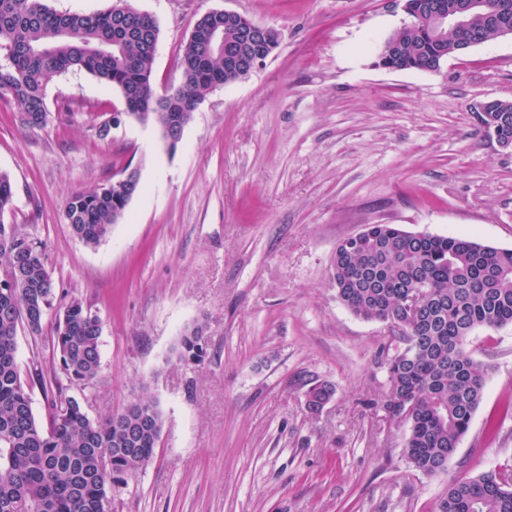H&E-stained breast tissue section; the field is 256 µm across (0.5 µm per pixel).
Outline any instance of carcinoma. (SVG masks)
<instances>
[{
    "mask_svg": "<svg viewBox=\"0 0 512 512\" xmlns=\"http://www.w3.org/2000/svg\"><path fill=\"white\" fill-rule=\"evenodd\" d=\"M432 2L406 0L410 21L384 41L377 59L399 70H424L459 53L461 35L433 38L427 9ZM117 6L111 0L106 9L86 14L59 12L46 0H0V102L15 106L22 124L44 125L47 83L79 70L119 89L130 117L175 137L182 113L194 111L217 85L247 77L224 65L236 27L222 15L204 14L184 44L181 83L156 98L159 26L148 15ZM504 29H512V0H484L464 36L477 45ZM488 109L512 137V101L491 100ZM13 198L11 178L0 171V281H6L0 285V512H99L102 500L153 458L162 413L145 393L117 414L93 421L83 402L68 394L99 375L101 319L64 293L54 337L61 374L30 372L47 409V426L38 422L29 383L21 378L16 338L22 329L40 335L55 284L39 242L3 221ZM125 207L108 182L71 196L64 220L73 237L96 247ZM331 281L351 313L397 332L386 357L383 409H394L390 420L407 427L404 448L415 469L431 476L447 471L483 401L490 369L472 357L470 337L477 329L512 324V249L372 224L358 244L337 243ZM414 288L426 289L430 316L407 315L403 296ZM206 343V326L197 322L181 334L177 357L197 363ZM302 385L309 411L323 409L334 395L326 382ZM437 512H512V461L449 480Z\"/></svg>",
    "mask_w": 512,
    "mask_h": 512,
    "instance_id": "1",
    "label": "carcinoma"
}]
</instances>
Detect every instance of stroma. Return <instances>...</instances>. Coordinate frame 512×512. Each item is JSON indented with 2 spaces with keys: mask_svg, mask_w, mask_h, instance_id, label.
Returning <instances> with one entry per match:
<instances>
[{
  "mask_svg": "<svg viewBox=\"0 0 512 512\" xmlns=\"http://www.w3.org/2000/svg\"><path fill=\"white\" fill-rule=\"evenodd\" d=\"M156 19L154 84L179 83L195 21L234 11L279 43L248 77L199 103L175 149L158 126L125 120L120 92L81 71L46 88L49 121L23 125L0 103L5 222L40 242L58 291L102 319L92 420L150 393L163 427L149 464L109 512H435L449 478L512 458V325L476 330L490 364L483 402L445 473L416 471L405 429L384 417L394 332L353 315L330 279L337 243L369 224L465 236L512 249V149L480 121L512 101V36L448 57L439 70L379 67L407 19L404 0H131ZM140 170L141 191L107 239L71 236L75 193ZM207 326L202 362H180L183 330ZM54 316L19 334L22 371L58 368ZM331 384L322 412L301 380ZM502 416L488 439L489 414Z\"/></svg>",
  "mask_w": 512,
  "mask_h": 512,
  "instance_id": "1",
  "label": "stroma"
}]
</instances>
